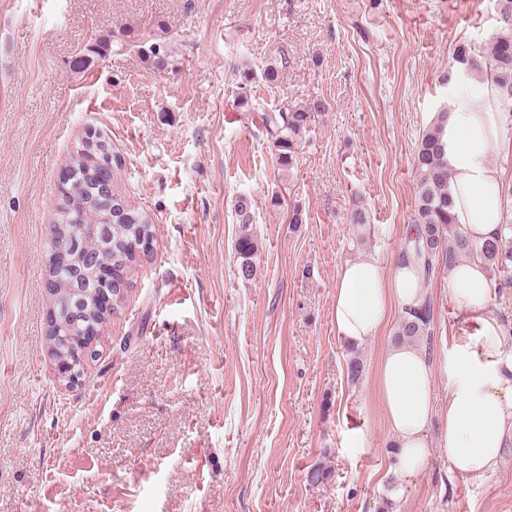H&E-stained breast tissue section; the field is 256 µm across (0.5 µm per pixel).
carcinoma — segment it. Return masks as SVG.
I'll return each mask as SVG.
<instances>
[{"label":"carcinoma","instance_id":"cac0c4a2","mask_svg":"<svg viewBox=\"0 0 512 512\" xmlns=\"http://www.w3.org/2000/svg\"><path fill=\"white\" fill-rule=\"evenodd\" d=\"M504 30L476 54L466 45H460L453 62L478 78L494 81L499 92L502 111L512 117V0H499ZM138 49L143 62L152 68L167 65V55L160 53L159 44L151 36L137 34ZM447 111L437 113L423 131L415 152L417 193L411 224L414 237L402 257L411 258L423 269L425 277L443 266L451 268L462 257L477 254L494 275L496 289L512 286V224L506 223L504 232L493 241L481 245L457 232L448 193L449 174L442 152V122ZM262 125L276 151L277 160L285 167L293 166L301 147L311 113L303 109L279 108L261 115ZM88 154L77 152L72 165L76 177L60 191L61 201L56 206V223L51 225L49 247H64L72 257L90 246L101 256L112 260V279L130 286L128 273L134 264L151 253L153 218L144 211L131 207L116 195L103 197L86 176ZM235 216L241 224V234L235 243L238 278L249 281L256 273L255 257L258 241L252 231L253 215L245 199L235 204ZM57 308L67 309L75 290H90L97 283L93 270H87L81 282L71 280L68 272L56 275ZM433 309L430 299H424L421 308L400 317L394 333L398 343H415L431 336Z\"/></svg>","mask_w":512,"mask_h":512}]
</instances>
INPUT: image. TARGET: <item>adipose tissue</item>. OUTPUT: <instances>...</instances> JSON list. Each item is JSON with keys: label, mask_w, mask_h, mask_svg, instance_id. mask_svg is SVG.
<instances>
[{"label": "adipose tissue", "mask_w": 512, "mask_h": 512, "mask_svg": "<svg viewBox=\"0 0 512 512\" xmlns=\"http://www.w3.org/2000/svg\"><path fill=\"white\" fill-rule=\"evenodd\" d=\"M457 89L443 123L442 141L451 174L449 192L457 229L467 238L486 242L499 236L506 217L505 172L493 165L505 154L506 115L488 78L455 77ZM422 274L409 260L396 262L383 275L378 258L362 253L342 266L336 282L333 320L347 345L366 344L384 325L391 307L419 308ZM451 293L458 309L478 323L475 338L457 343L448 354L447 411L434 403L436 365L425 346H390L378 367L381 403L393 435V497L423 471L436 416L444 427L438 443L452 472L479 477L493 470L512 441V349L506 328L488 315L492 281L479 257H462L451 268Z\"/></svg>", "instance_id": "adipose-tissue-1"}]
</instances>
